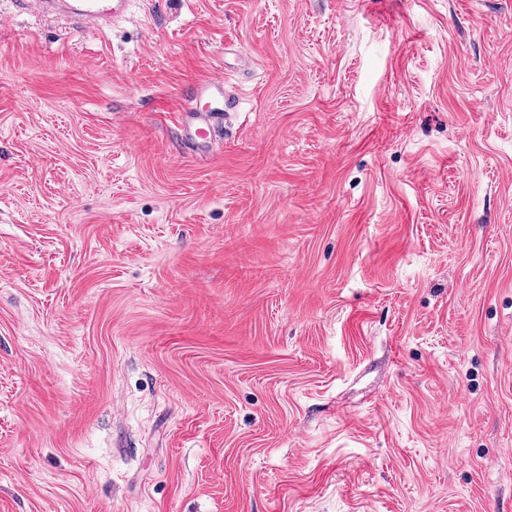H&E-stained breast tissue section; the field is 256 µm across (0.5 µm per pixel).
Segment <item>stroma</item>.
I'll list each match as a JSON object with an SVG mask.
<instances>
[{"mask_svg": "<svg viewBox=\"0 0 512 512\" xmlns=\"http://www.w3.org/2000/svg\"><path fill=\"white\" fill-rule=\"evenodd\" d=\"M0 512H512V0H0ZM70 4L71 12L82 22L97 27L114 23L125 13L129 0H76ZM224 108L210 107L206 111H198L188 108L182 113L186 116L183 124V136L185 141L194 146L199 140L210 143L213 135L218 133L223 126L225 114Z\"/></svg>", "mask_w": 512, "mask_h": 512, "instance_id": "35a3bbf8", "label": "stroma"}]
</instances>
